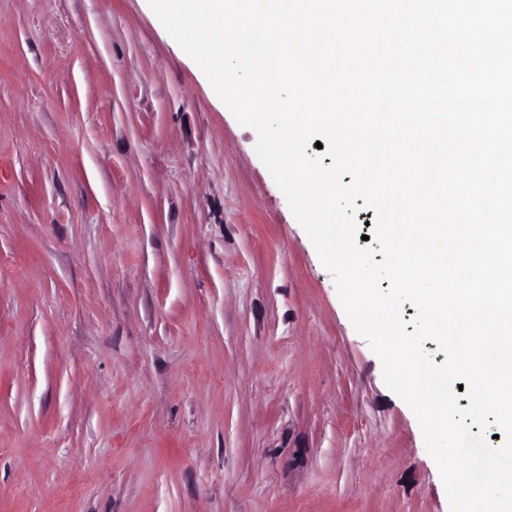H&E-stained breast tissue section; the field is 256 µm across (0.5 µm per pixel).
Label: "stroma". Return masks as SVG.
Masks as SVG:
<instances>
[{
    "mask_svg": "<svg viewBox=\"0 0 512 512\" xmlns=\"http://www.w3.org/2000/svg\"><path fill=\"white\" fill-rule=\"evenodd\" d=\"M255 143L147 0H0V512H450Z\"/></svg>",
    "mask_w": 512,
    "mask_h": 512,
    "instance_id": "35a3bbf8",
    "label": "stroma"
}]
</instances>
